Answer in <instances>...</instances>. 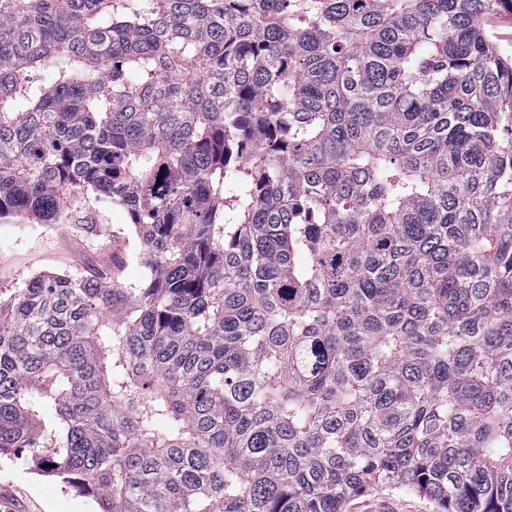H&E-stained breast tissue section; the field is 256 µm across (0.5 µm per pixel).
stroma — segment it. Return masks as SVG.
Returning <instances> with one entry per match:
<instances>
[{
	"label": "stroma",
	"instance_id": "stroma-1",
	"mask_svg": "<svg viewBox=\"0 0 512 512\" xmlns=\"http://www.w3.org/2000/svg\"><path fill=\"white\" fill-rule=\"evenodd\" d=\"M138 236L125 210L89 201L80 217L60 224L25 218L0 221V287L17 288L40 274H92L140 285ZM92 498L39 473L25 456L0 457V512H97ZM344 512H434L425 498L407 491H374L351 498Z\"/></svg>",
	"mask_w": 512,
	"mask_h": 512
}]
</instances>
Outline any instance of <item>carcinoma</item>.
I'll use <instances>...</instances> for the list:
<instances>
[{"label":"carcinoma","instance_id":"1","mask_svg":"<svg viewBox=\"0 0 512 512\" xmlns=\"http://www.w3.org/2000/svg\"><path fill=\"white\" fill-rule=\"evenodd\" d=\"M503 9L0 0V219L93 194L148 270L0 289V456L100 512H512ZM478 23L487 30L498 50L512 57V14L505 12L496 17L481 18ZM344 512H434L425 498L407 491H374L351 498Z\"/></svg>","mask_w":512,"mask_h":512}]
</instances>
